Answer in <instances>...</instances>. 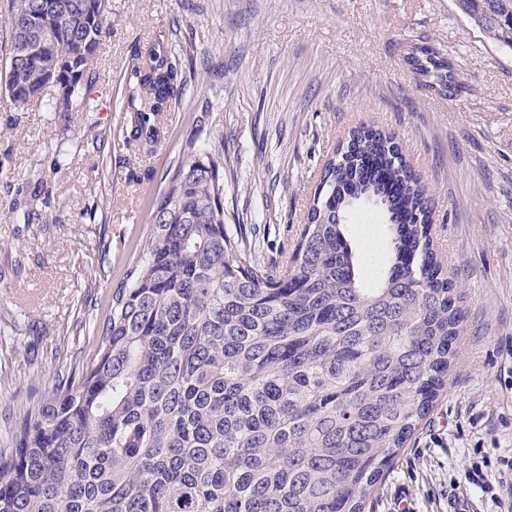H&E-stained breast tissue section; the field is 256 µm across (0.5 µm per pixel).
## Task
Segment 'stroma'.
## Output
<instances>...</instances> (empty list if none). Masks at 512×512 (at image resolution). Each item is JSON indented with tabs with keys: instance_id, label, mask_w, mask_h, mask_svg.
Wrapping results in <instances>:
<instances>
[{
	"instance_id": "1",
	"label": "stroma",
	"mask_w": 512,
	"mask_h": 512,
	"mask_svg": "<svg viewBox=\"0 0 512 512\" xmlns=\"http://www.w3.org/2000/svg\"><path fill=\"white\" fill-rule=\"evenodd\" d=\"M156 44L176 51L185 83L146 149L125 138L122 90ZM417 47L449 62L450 91L413 69ZM95 71L97 111H50L53 87L24 112L0 109V436L91 354L84 323L136 259L196 130L224 151L225 222L282 264L325 163L365 123L393 134L430 187L465 319L446 389L364 512H500L488 486L512 460V51L455 0H112ZM39 179L52 206L30 221ZM351 231L363 267L383 266L378 214L360 212Z\"/></svg>"
}]
</instances>
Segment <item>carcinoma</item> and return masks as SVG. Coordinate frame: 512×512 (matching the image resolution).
Segmentation results:
<instances>
[{"label": "carcinoma", "mask_w": 512, "mask_h": 512, "mask_svg": "<svg viewBox=\"0 0 512 512\" xmlns=\"http://www.w3.org/2000/svg\"><path fill=\"white\" fill-rule=\"evenodd\" d=\"M455 2L512 52V0ZM12 11L3 108L52 86L51 111H94L110 0ZM412 61L448 90L446 60ZM183 86L175 52L151 47L125 80L128 138L156 143ZM166 179L94 353L0 440V512H362L445 386L463 322L427 188L392 136L349 131L278 268L224 222V152L201 133ZM357 201L388 215L391 264L372 276L343 220Z\"/></svg>", "instance_id": "1"}]
</instances>
